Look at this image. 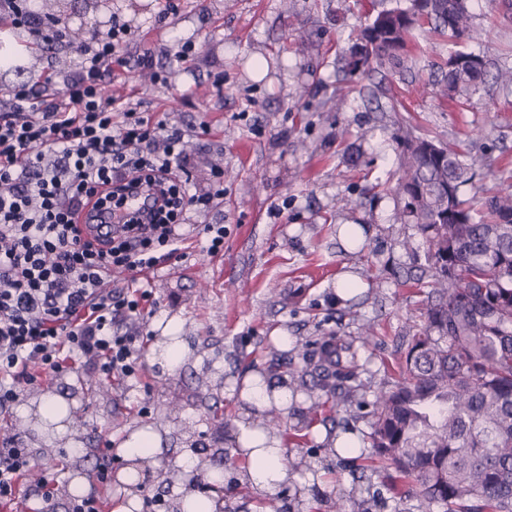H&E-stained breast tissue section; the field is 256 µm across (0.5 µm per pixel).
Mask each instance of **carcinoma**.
Instances as JSON below:
<instances>
[{"instance_id":"1","label":"carcinoma","mask_w":512,"mask_h":512,"mask_svg":"<svg viewBox=\"0 0 512 512\" xmlns=\"http://www.w3.org/2000/svg\"><path fill=\"white\" fill-rule=\"evenodd\" d=\"M471 0H405L360 30L350 76L416 61V32L431 27L478 41ZM473 52L448 57L437 95L464 103L486 85ZM397 139L401 220L425 240L428 289L421 328L397 363L398 379L367 403L371 447L411 493L443 512H512V186L486 196L475 212L463 199L477 159L401 126ZM352 345L325 336L292 389L310 398L311 421L348 400L355 379ZM312 383H307V378Z\"/></svg>"}]
</instances>
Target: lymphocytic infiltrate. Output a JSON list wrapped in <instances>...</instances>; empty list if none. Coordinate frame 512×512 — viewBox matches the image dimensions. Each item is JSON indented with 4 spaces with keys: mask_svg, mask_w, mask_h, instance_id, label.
Segmentation results:
<instances>
[{
    "mask_svg": "<svg viewBox=\"0 0 512 512\" xmlns=\"http://www.w3.org/2000/svg\"><path fill=\"white\" fill-rule=\"evenodd\" d=\"M131 34L113 20L95 45L80 48L79 72L60 102L12 90L0 113V409L26 387L83 362L105 378L136 377L142 337L120 322L140 317L147 290H105L114 272L138 276L184 255L188 237L215 256L220 224L187 225L190 210L223 197L199 194L183 164L184 134L165 130L107 95L112 64ZM160 187L158 207L119 233L83 236L74 221L90 199L125 210L130 186ZM27 449L0 444V512H14Z\"/></svg>",
    "mask_w": 512,
    "mask_h": 512,
    "instance_id": "f902f5d3",
    "label": "lymphocytic infiltrate"
}]
</instances>
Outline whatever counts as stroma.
I'll return each instance as SVG.
<instances>
[{
    "mask_svg": "<svg viewBox=\"0 0 512 512\" xmlns=\"http://www.w3.org/2000/svg\"><path fill=\"white\" fill-rule=\"evenodd\" d=\"M396 0H29L43 15L53 7L67 26L83 30L82 43L94 45L113 17L132 28L127 64L115 69L108 95L152 122L186 135L187 169L198 192L209 191L222 173L224 196L210 208L190 211V223L224 227V252L212 257L193 248L150 271L143 285L157 302L154 313L123 323L129 334L144 337L140 378L111 380L105 395L84 394L100 379L92 365L64 373L45 386L25 389L16 406L0 412V440L20 438L34 468L22 481L21 512H38L44 469H55L59 485L52 512H68L72 480H81L101 504H120L118 482L103 484L97 450L111 442L113 471L125 465L121 444L137 429L160 434L165 451L149 479L134 487L141 509L177 497L162 474L182 453L199 447L224 451L221 512H269L262 497L242 481L245 462L238 454L239 421H264L240 397L242 381L271 374L288 382L304 369L314 343L337 335L356 347L359 380L371 390L396 378L393 364L403 337L422 324L426 292L406 281L407 270L425 262L426 244L400 220L393 194L400 149L394 138L398 120L461 151L477 134L497 141L495 159L482 170L480 188L493 191L512 183V89L496 85L457 106L436 96L432 82L451 53L484 56L490 71L512 69V7L506 0H480L474 23L480 42L449 39L434 32L420 37L423 53L412 71L382 77L374 72L347 81L345 60L358 29L372 11L394 7ZM12 33L25 43L23 66L0 68V112L11 109L3 89L26 84L43 97L61 99L78 73L77 46L49 44L26 28ZM194 45L190 62L180 59L184 42ZM150 51L152 64L138 57ZM340 97V111L326 103ZM401 112L391 111L392 100ZM210 165H202V158ZM350 194L358 208L341 209ZM346 224L367 227L358 248L339 236ZM411 248H404V240ZM354 275L356 296L336 297V281ZM372 324L376 344L360 346L364 324ZM180 337L187 350L181 367L168 371L154 363L152 350L164 337ZM289 337L281 345L280 337ZM210 377L209 401L224 413L229 427L219 431L195 400L197 378ZM54 394L67 406L64 423L70 438L49 440L37 418L18 417L20 405L37 404ZM307 402L282 416L281 436L289 456L287 485L272 498L279 512H331L337 496L345 500L382 492L381 512H440L417 498L394 496L398 479L370 448L373 419L306 427ZM356 434L365 478L352 480L336 458L322 452V434ZM94 456H87V449Z\"/></svg>",
    "mask_w": 512,
    "mask_h": 512,
    "instance_id": "1",
    "label": "stroma"
}]
</instances>
